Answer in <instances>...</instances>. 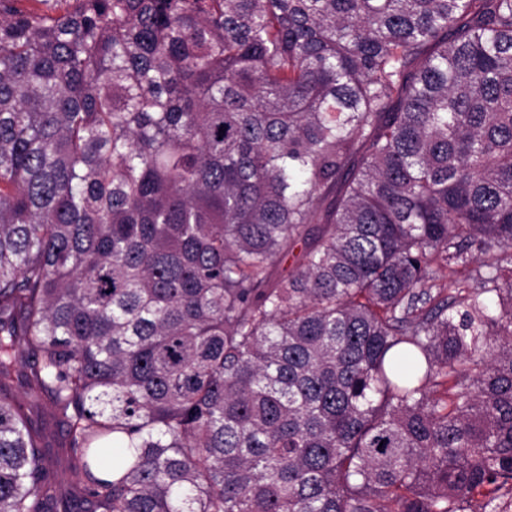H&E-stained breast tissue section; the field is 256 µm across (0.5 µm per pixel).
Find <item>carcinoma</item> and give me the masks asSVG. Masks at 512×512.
<instances>
[{
	"mask_svg": "<svg viewBox=\"0 0 512 512\" xmlns=\"http://www.w3.org/2000/svg\"><path fill=\"white\" fill-rule=\"evenodd\" d=\"M17 2L0 512H499L512 0Z\"/></svg>",
	"mask_w": 512,
	"mask_h": 512,
	"instance_id": "cac0c4a2",
	"label": "carcinoma"
}]
</instances>
